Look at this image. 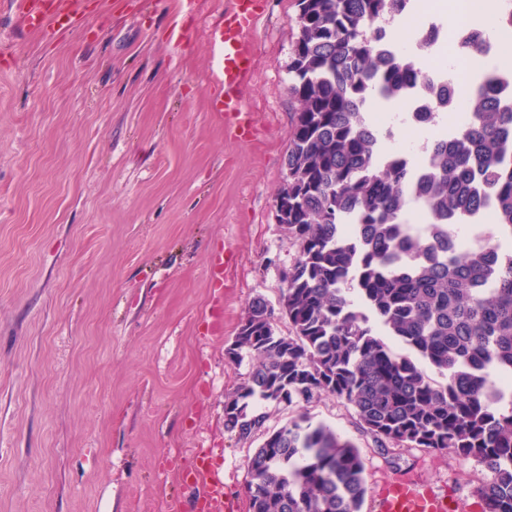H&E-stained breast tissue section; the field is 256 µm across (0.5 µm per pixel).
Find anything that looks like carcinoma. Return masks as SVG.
Listing matches in <instances>:
<instances>
[{
	"instance_id": "carcinoma-1",
	"label": "carcinoma",
	"mask_w": 512,
	"mask_h": 512,
	"mask_svg": "<svg viewBox=\"0 0 512 512\" xmlns=\"http://www.w3.org/2000/svg\"><path fill=\"white\" fill-rule=\"evenodd\" d=\"M288 66L294 103L278 198L299 248L276 330L256 297L235 341L259 364L224 400V427L265 439L249 460V512H361L368 492L358 446L299 413L276 430L274 406L321 394L351 406L381 454L453 452L480 467L482 512H512V409L490 374L512 378V67L482 72L469 120L427 148L423 167L382 153L368 104L424 82L411 59L386 60L392 19L412 0H297ZM429 224L404 220L412 203ZM493 215L497 233L459 244L463 224ZM391 336L409 350L395 353ZM434 368V379L420 366Z\"/></svg>"
}]
</instances>
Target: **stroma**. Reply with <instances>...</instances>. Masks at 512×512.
I'll return each mask as SVG.
<instances>
[{"label": "stroma", "mask_w": 512, "mask_h": 512, "mask_svg": "<svg viewBox=\"0 0 512 512\" xmlns=\"http://www.w3.org/2000/svg\"><path fill=\"white\" fill-rule=\"evenodd\" d=\"M224 4L72 0L76 23L43 38L0 0V512H170L201 448L249 508L264 437L225 430L224 397L257 359L227 349L298 257L275 213L297 6L265 0L245 93L260 131L233 138L208 81ZM305 410L358 446L369 487L415 473L477 512L472 463L402 448L392 464L342 401ZM208 275L215 287L213 289V307L222 310L224 305V255L222 253H215L212 256Z\"/></svg>", "instance_id": "stroma-1"}]
</instances>
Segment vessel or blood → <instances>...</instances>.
Here are the masks:
<instances>
[{
  "instance_id": "vessel-or-blood-1",
  "label": "vessel or blood",
  "mask_w": 512,
  "mask_h": 512,
  "mask_svg": "<svg viewBox=\"0 0 512 512\" xmlns=\"http://www.w3.org/2000/svg\"><path fill=\"white\" fill-rule=\"evenodd\" d=\"M70 0H15V8L28 31L44 37L63 29V16ZM262 13L261 0H227L224 23L215 29L213 41L221 58L210 73L217 94L213 110L223 118L226 128L248 133L251 115L243 91L251 82L253 65V30ZM214 287L213 306L224 305V256L214 254L208 271ZM187 478L200 480L204 490L197 503L198 512H239L238 503L230 498L221 479L213 477L207 456H198ZM445 495L408 478L386 482L377 495V512H448Z\"/></svg>"
}]
</instances>
